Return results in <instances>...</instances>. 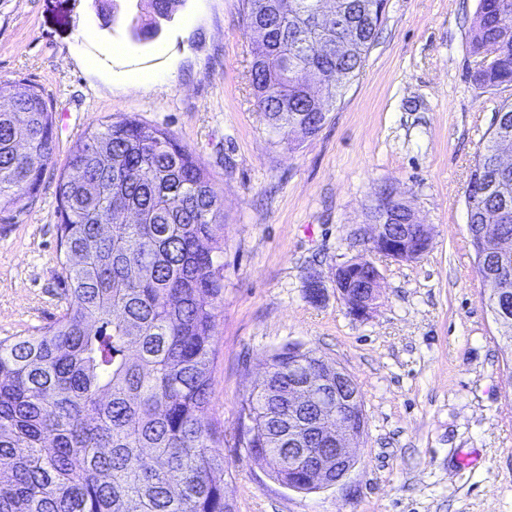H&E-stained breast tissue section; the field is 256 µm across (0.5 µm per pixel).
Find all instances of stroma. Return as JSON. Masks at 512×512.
<instances>
[{
	"mask_svg": "<svg viewBox=\"0 0 512 512\" xmlns=\"http://www.w3.org/2000/svg\"><path fill=\"white\" fill-rule=\"evenodd\" d=\"M478 4L387 0L359 75L317 134L288 144L255 104L243 0H186L141 44L126 16L150 22V0H120L109 28L107 0H0V81L33 85L55 120L38 190L0 220V337L61 314L59 176L85 132L136 117L192 150L224 202L206 420L224 437L232 512H512V348L482 302L464 197L512 87L474 83ZM387 188L431 228L419 258L394 260L367 241ZM355 258L382 274L363 318L331 284ZM312 270L328 283L319 303L306 296ZM290 344L353 376L365 420L354 469L309 493L234 445L243 394Z\"/></svg>",
	"mask_w": 512,
	"mask_h": 512,
	"instance_id": "obj_1",
	"label": "stroma"
}]
</instances>
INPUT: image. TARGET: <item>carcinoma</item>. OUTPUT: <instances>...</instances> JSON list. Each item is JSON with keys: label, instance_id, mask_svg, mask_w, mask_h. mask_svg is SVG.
Here are the masks:
<instances>
[{"label": "carcinoma", "instance_id": "1", "mask_svg": "<svg viewBox=\"0 0 512 512\" xmlns=\"http://www.w3.org/2000/svg\"><path fill=\"white\" fill-rule=\"evenodd\" d=\"M244 0L258 34L250 83L259 112L284 139L305 112L321 120L377 36L384 0ZM470 48L481 89L512 85V0H479ZM0 213L21 208L54 152L52 111L21 82L0 83ZM475 161L488 189L479 223L512 240V102ZM59 255L69 284L62 314L27 336L0 338V512H231L224 439L210 408L217 304L224 293L222 198L194 153L133 116L73 147L57 186ZM288 348L241 400L236 447L288 472Z\"/></svg>", "mask_w": 512, "mask_h": 512}]
</instances>
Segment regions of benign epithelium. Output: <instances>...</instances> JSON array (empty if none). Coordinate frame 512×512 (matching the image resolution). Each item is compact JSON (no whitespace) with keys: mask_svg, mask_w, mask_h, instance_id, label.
Listing matches in <instances>:
<instances>
[{"mask_svg":"<svg viewBox=\"0 0 512 512\" xmlns=\"http://www.w3.org/2000/svg\"><path fill=\"white\" fill-rule=\"evenodd\" d=\"M468 231L475 249L483 256L487 240L500 234V225L470 224ZM370 244L374 251L392 259L412 260L430 249L432 235L430 228L418 222L412 214L408 227L400 235L392 234L388 224H373ZM352 268L363 270L357 290L347 287L341 268L336 269L333 281L350 311L364 317L377 300L382 274L369 261H357ZM324 288L323 280L316 273H309L306 281L308 298L314 302L322 301ZM484 304L496 321L512 312V300L500 287L491 289ZM299 379L300 382L288 388V394L292 395L288 405L300 413L322 406L328 400L330 390H336V425L318 428L324 447H296L288 454V470L308 472V486L321 489L339 483L355 466L353 448L364 434L362 406L352 376L340 366L316 360L299 371Z\"/></svg>","mask_w":512,"mask_h":512,"instance_id":"obj_1","label":"benign epithelium"}]
</instances>
